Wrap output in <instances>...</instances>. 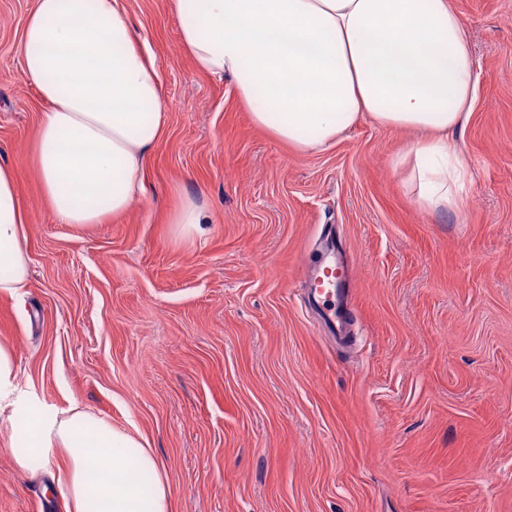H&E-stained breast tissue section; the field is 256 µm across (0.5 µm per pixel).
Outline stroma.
Segmentation results:
<instances>
[{
	"label": "stroma",
	"mask_w": 512,
	"mask_h": 512,
	"mask_svg": "<svg viewBox=\"0 0 512 512\" xmlns=\"http://www.w3.org/2000/svg\"><path fill=\"white\" fill-rule=\"evenodd\" d=\"M452 3L477 81L452 140L458 212L416 204L394 166L410 134L366 119L300 152L184 52L170 0H125L169 126L146 196L76 229L33 165L46 105L20 60L35 0H0V164L31 262L21 295L0 294L16 397L147 441L171 512H512V0ZM186 192L207 215L192 239L169 222ZM331 246L349 269L345 343L305 294ZM18 441L1 412L0 512H64L63 454L33 474Z\"/></svg>",
	"instance_id": "obj_1"
}]
</instances>
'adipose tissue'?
Here are the masks:
<instances>
[{
	"label": "adipose tissue",
	"mask_w": 512,
	"mask_h": 512,
	"mask_svg": "<svg viewBox=\"0 0 512 512\" xmlns=\"http://www.w3.org/2000/svg\"><path fill=\"white\" fill-rule=\"evenodd\" d=\"M183 49L231 77L254 125L320 151L361 118L414 140L395 158L426 210L456 211L467 170L448 140L476 98L467 26L450 0H172ZM21 72L47 106L35 139L41 190L56 223L76 228L125 213L168 122L155 55L123 0H35ZM14 169L0 164V292L25 288L30 258ZM33 460L69 461L64 512H170L151 449L72 405L21 421ZM153 475L142 490V475Z\"/></svg>",
	"instance_id": "obj_1"
}]
</instances>
